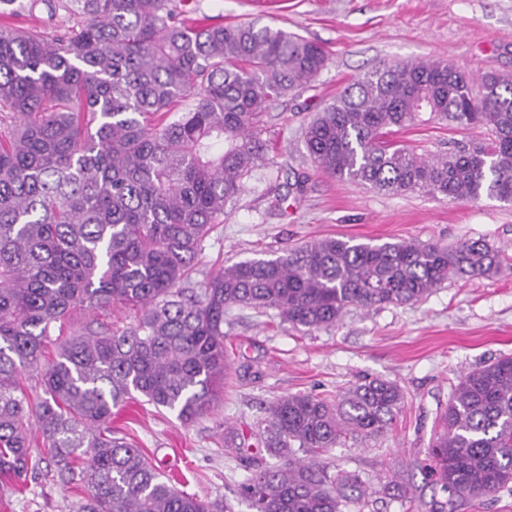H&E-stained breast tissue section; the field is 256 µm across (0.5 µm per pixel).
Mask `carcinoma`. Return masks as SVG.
Returning <instances> with one entry per match:
<instances>
[{
  "label": "carcinoma",
  "mask_w": 512,
  "mask_h": 512,
  "mask_svg": "<svg viewBox=\"0 0 512 512\" xmlns=\"http://www.w3.org/2000/svg\"><path fill=\"white\" fill-rule=\"evenodd\" d=\"M42 2L66 30L0 24V500L39 475L79 491L72 512H233L112 436V410L138 394L184 425L208 414L230 366V307L326 328L353 305L409 304L451 278L491 276L501 253L483 239L325 237L207 271L204 240L269 150L265 107L313 81L325 51L257 20L190 24L176 0ZM427 120L486 134L432 157L386 141ZM304 143L323 173L379 191L512 202V75L475 79L438 60L378 68L311 118ZM114 304L135 307V322L87 327L45 359L56 325ZM403 403L382 378L333 400L270 402L257 432L268 459L237 494L252 512H364L375 495L408 497L322 461L350 435L385 433ZM441 424L424 464L447 494L436 512L512 492V357L460 377Z\"/></svg>",
  "instance_id": "cac0c4a2"
}]
</instances>
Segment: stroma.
Instances as JSON below:
<instances>
[{
    "label": "stroma",
    "mask_w": 512,
    "mask_h": 512,
    "mask_svg": "<svg viewBox=\"0 0 512 512\" xmlns=\"http://www.w3.org/2000/svg\"><path fill=\"white\" fill-rule=\"evenodd\" d=\"M185 15L204 25L257 20L316 42L328 55L314 81L264 113L266 161L206 239L208 268L336 236L447 245L483 238L504 263L493 276L450 280L416 303L350 308L335 326L312 331L291 326L273 309L232 308L224 317L232 379L216 409L184 425L139 397L114 410L112 433L141 448L188 493L225 498L235 512H251L236 495L246 471L224 448L225 426L246 439L276 397L331 398L361 377L383 378L405 392L392 429L348 441L326 461L373 486L395 474L409 487L410 498H382L365 512H433L445 495L422 465L437 414L461 374L512 355V203L392 194L328 176L312 163L302 132L314 112L378 67L422 58L476 76L512 74V0H187ZM482 136L478 129L427 123L395 139L437 153ZM78 498L67 486L31 481L0 512H70Z\"/></svg>",
    "instance_id": "35a3bbf8"
}]
</instances>
